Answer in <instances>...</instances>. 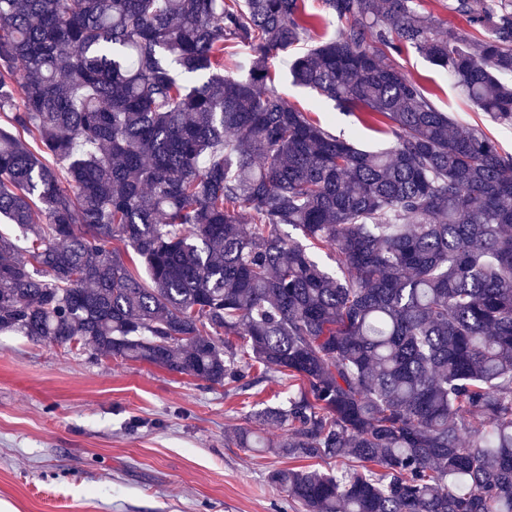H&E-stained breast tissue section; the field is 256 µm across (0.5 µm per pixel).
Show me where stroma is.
Listing matches in <instances>:
<instances>
[{
  "instance_id": "stroma-1",
  "label": "stroma",
  "mask_w": 512,
  "mask_h": 512,
  "mask_svg": "<svg viewBox=\"0 0 512 512\" xmlns=\"http://www.w3.org/2000/svg\"><path fill=\"white\" fill-rule=\"evenodd\" d=\"M396 60L441 111L512 153V126L478 111L446 70L413 50ZM288 62L284 53L271 61L273 87L288 104L362 149H386L383 137L334 102L294 85ZM261 388L257 396L228 395L143 362L2 333L0 505L9 512H297L270 481L288 458L233 439L253 428L256 401L281 400L285 381L272 371Z\"/></svg>"
}]
</instances>
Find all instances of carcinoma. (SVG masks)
<instances>
[{"mask_svg": "<svg viewBox=\"0 0 512 512\" xmlns=\"http://www.w3.org/2000/svg\"><path fill=\"white\" fill-rule=\"evenodd\" d=\"M448 10L484 38L419 0H0V222L28 243L0 231V333L227 393L276 370L253 419L284 435L235 438L295 462L271 480L304 512H512V154L393 59L512 125V0ZM326 18L292 80L383 151L271 87ZM420 4L424 11L430 12L437 17L440 22L439 30L443 34L458 30H469L481 36V33L477 29L475 30L470 27L466 18L448 11V0H422ZM394 56L412 79L433 94V99L441 111L447 112L457 123L479 127L504 153H512V126L494 123L483 112L478 111L458 91L446 70L433 65L412 49ZM290 55L291 52L280 53L270 63L272 86L288 104L306 112H315L334 133L352 139L362 149L380 151L388 147L383 137L370 128L359 125L353 116L344 114L334 102L321 97L316 91L294 85L288 75Z\"/></svg>", "mask_w": 512, "mask_h": 512, "instance_id": "obj_1", "label": "carcinoma"}]
</instances>
